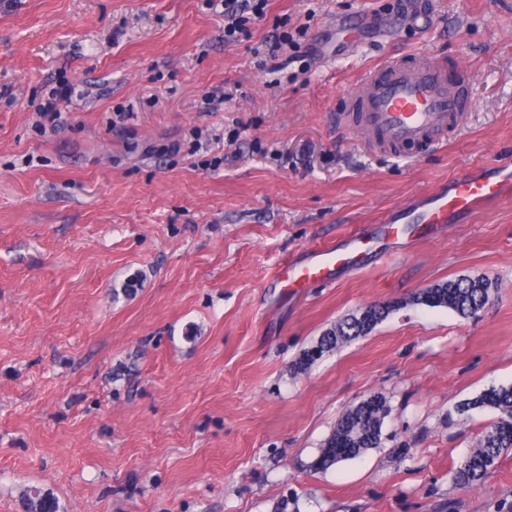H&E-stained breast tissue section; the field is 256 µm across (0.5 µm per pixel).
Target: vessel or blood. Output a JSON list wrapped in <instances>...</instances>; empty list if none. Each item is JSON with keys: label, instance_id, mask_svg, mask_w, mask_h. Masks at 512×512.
Returning a JSON list of instances; mask_svg holds the SVG:
<instances>
[{"label": "vessel or blood", "instance_id": "vessel-or-blood-1", "mask_svg": "<svg viewBox=\"0 0 512 512\" xmlns=\"http://www.w3.org/2000/svg\"><path fill=\"white\" fill-rule=\"evenodd\" d=\"M471 80L467 72L447 68L421 56H390L368 69L361 87L350 94L341 121L380 149L437 147L470 108ZM512 198V165L495 175L469 172L449 179L415 212L419 224L459 223L503 200ZM398 221L385 220L380 236L355 229L343 246H312L307 259L288 257L279 264L272 283L277 288H305L331 280L334 270L365 262L376 250V238L398 239Z\"/></svg>", "mask_w": 512, "mask_h": 512}]
</instances>
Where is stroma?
Segmentation results:
<instances>
[{
  "label": "stroma",
  "instance_id": "35a3bbf8",
  "mask_svg": "<svg viewBox=\"0 0 512 512\" xmlns=\"http://www.w3.org/2000/svg\"><path fill=\"white\" fill-rule=\"evenodd\" d=\"M410 2L269 0L229 43L207 0H0V512L35 491L58 512H512V453L452 480L498 417L459 405L512 385V199L298 295L271 285L284 258L512 161V0ZM302 26L304 58L259 54ZM394 53L472 71L443 148L337 123ZM62 77L76 93L39 131ZM481 276L498 288L475 317L416 301ZM378 303L370 334L294 372ZM373 395L379 448L313 469ZM359 311L340 320L333 328L326 330L315 345L304 349L294 365L296 372L306 371L316 360L325 353L332 352L339 344L343 345L357 338L367 336L390 313L389 307L379 304L369 305L368 320L371 326L369 332L365 333L363 327L355 321Z\"/></svg>",
  "mask_w": 512,
  "mask_h": 512
}]
</instances>
